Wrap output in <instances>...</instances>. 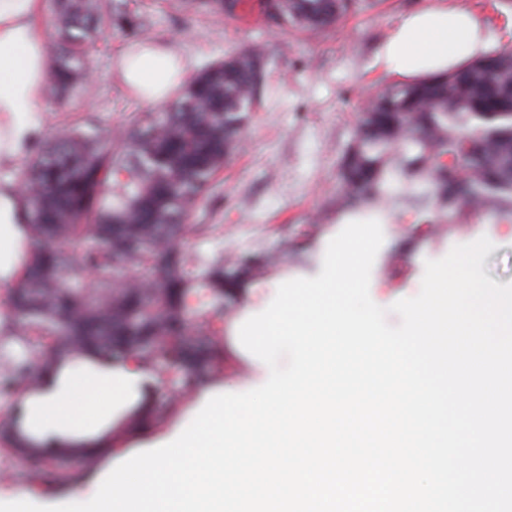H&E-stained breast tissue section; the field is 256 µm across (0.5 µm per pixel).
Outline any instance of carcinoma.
<instances>
[{"instance_id": "obj_1", "label": "carcinoma", "mask_w": 512, "mask_h": 512, "mask_svg": "<svg viewBox=\"0 0 512 512\" xmlns=\"http://www.w3.org/2000/svg\"><path fill=\"white\" fill-rule=\"evenodd\" d=\"M215 15H235L239 0H198ZM354 0H276L282 27L315 32ZM58 45L50 67L55 93L92 88L89 56L97 31L126 38L141 21L106 0H57ZM266 52L255 46L202 68L162 111L138 116L116 136L85 119L63 136L39 141L19 175L34 255L12 290L9 336L44 340L40 372L67 356L136 357L165 375L179 365L207 377L224 370V293L272 267L264 255L233 264L191 258L180 235L206 239L212 224H191L216 175L239 149L258 96ZM512 56L493 51L464 68L413 83H391L364 108L341 167L336 210H380L399 183L401 204L436 219L469 208L512 215ZM195 288L213 293L193 309Z\"/></svg>"}]
</instances>
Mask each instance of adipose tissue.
<instances>
[{"label": "adipose tissue", "instance_id": "ef3b65f1", "mask_svg": "<svg viewBox=\"0 0 512 512\" xmlns=\"http://www.w3.org/2000/svg\"><path fill=\"white\" fill-rule=\"evenodd\" d=\"M41 5V0H0V167L28 156L43 131L49 61L45 33L37 23ZM490 44L480 16L446 0H430L397 19L375 65L386 74L417 80L459 68L481 57ZM119 68L125 81L149 102L163 100L185 75L176 66L173 51L153 42L124 55ZM32 250L19 184L1 180V287L16 284ZM156 384L154 372L145 364L104 360L90 353L44 375L38 391L16 397L9 428L44 452L70 447L93 453Z\"/></svg>", "mask_w": 512, "mask_h": 512}]
</instances>
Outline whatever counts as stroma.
Instances as JSON below:
<instances>
[{
  "label": "stroma",
  "instance_id": "1",
  "mask_svg": "<svg viewBox=\"0 0 512 512\" xmlns=\"http://www.w3.org/2000/svg\"><path fill=\"white\" fill-rule=\"evenodd\" d=\"M426 0H359L354 11L339 18L326 32L304 36L269 24L259 0H241L234 16H217L188 0H121L122 7L144 17L138 40L105 30L89 59L95 93L66 101L47 95L44 134L62 135L85 114L98 116L100 128L119 133L133 115L161 110V103L138 98L123 83L120 55L154 40L173 46L194 76L204 65L243 47L262 43L270 58L263 90L243 127L245 145L216 176L211 199L194 214L196 224H215L219 231L206 242L185 238L181 246L198 256L214 258L243 252L289 255L298 251L305 262L286 264L270 276L248 283L244 294L224 298V323L237 321L244 305L263 311L274 282L317 276L328 242L342 229L334 205L340 188L338 173L353 142L360 113L389 78L375 57L398 17ZM484 18L492 49L512 48V0H448ZM391 221L383 225V244L375 258L369 289L380 307L389 311L397 300L421 289L425 260H437L452 247L488 237L494 249L484 261L492 280L512 281V216L482 212L450 215L435 225L430 215L391 206ZM254 302H247V295ZM389 324H399L396 314ZM224 373L211 387L236 392L246 382H260L263 363L224 333ZM193 385L182 369L161 380L154 394L151 423L138 438L147 445L165 436L197 406ZM112 461L111 451L97 457L95 468L79 453L56 454L45 460L42 483L29 478L34 458L0 440V498L26 489L45 502L66 496L70 486Z\"/></svg>",
  "mask_w": 512,
  "mask_h": 512
}]
</instances>
